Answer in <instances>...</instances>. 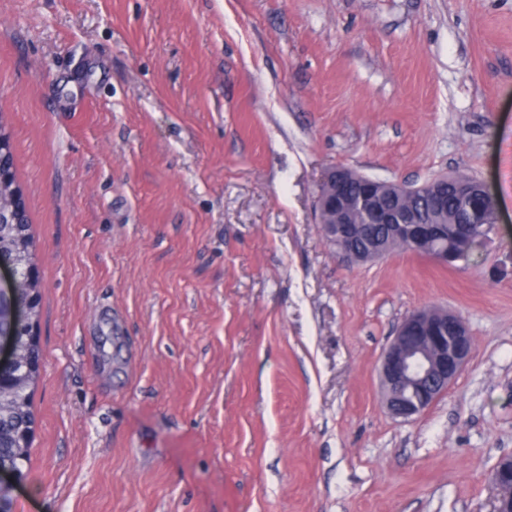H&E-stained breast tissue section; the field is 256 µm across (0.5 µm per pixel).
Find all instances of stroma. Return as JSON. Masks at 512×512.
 <instances>
[{
	"instance_id": "1",
	"label": "stroma",
	"mask_w": 512,
	"mask_h": 512,
	"mask_svg": "<svg viewBox=\"0 0 512 512\" xmlns=\"http://www.w3.org/2000/svg\"><path fill=\"white\" fill-rule=\"evenodd\" d=\"M0 120L40 281L14 512H494L512 456V0H0ZM343 168L464 170L503 222L457 267L365 264ZM435 306L470 360L409 420L379 359Z\"/></svg>"
}]
</instances>
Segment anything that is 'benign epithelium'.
Instances as JSON below:
<instances>
[{
  "label": "benign epithelium",
  "instance_id": "benign-epithelium-1",
  "mask_svg": "<svg viewBox=\"0 0 512 512\" xmlns=\"http://www.w3.org/2000/svg\"><path fill=\"white\" fill-rule=\"evenodd\" d=\"M356 184L359 191L350 192ZM318 193V223L338 245L339 253L350 262H364L388 253V248L374 243L364 249L355 246L358 239L374 236L372 225L390 224L394 238L412 248H420L439 265H448V247L432 246L434 237L447 233L446 224H428L404 208L401 201L421 193L431 201L435 213L443 209L441 194L435 181L411 186L355 175L346 169L329 170ZM391 201V207L380 204V197ZM464 209L471 217H483L490 234L500 223L496 200L488 185L477 180V186L464 191ZM24 271L15 259L0 250V326L31 323L30 300L23 298L20 288ZM473 351V337L465 322L446 310L426 308L410 314L400 325L387 347L380 364V377L385 389V404L392 416L409 420L428 409L448 388ZM17 351L11 334L0 336V388L4 372L14 367ZM494 483L505 490L498 499L496 512H512V457L502 459L493 474Z\"/></svg>",
  "mask_w": 512,
  "mask_h": 512
}]
</instances>
